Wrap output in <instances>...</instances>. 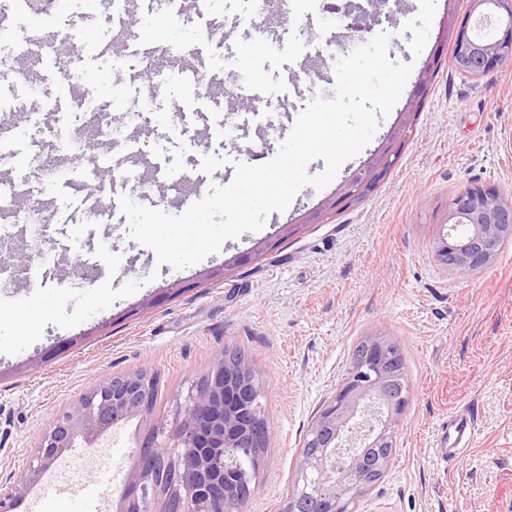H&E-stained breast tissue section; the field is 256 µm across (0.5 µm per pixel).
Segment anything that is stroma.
Masks as SVG:
<instances>
[{"instance_id":"stroma-1","label":"stroma","mask_w":512,"mask_h":512,"mask_svg":"<svg viewBox=\"0 0 512 512\" xmlns=\"http://www.w3.org/2000/svg\"><path fill=\"white\" fill-rule=\"evenodd\" d=\"M91 0H71L57 20L65 46L71 86L54 67L33 70L23 52L17 65L33 79L0 84V95L25 104L27 117L11 132L17 149L43 145L67 153L95 136L104 155L122 153L124 141L111 139L104 117L85 111L77 98L108 97L96 85L105 73L119 82L127 109L144 97L154 112L179 124L175 137L156 136L148 124L126 127V136L149 144L125 163L128 177L155 193L158 210L174 213L206 155L248 163L277 152L287 133L286 109H304L313 93L333 98L336 77L328 50L341 48L343 31L326 16L327 31L305 24L315 0H294L286 26L288 49L268 54L249 38L238 48L249 52L259 80L232 88L221 62L224 39L198 43L193 28L221 25L217 16L193 23L161 22L138 14L131 29L141 39H157L172 50L174 67L161 80H147L141 61L110 39L112 25L99 16L93 29L76 27L74 15ZM469 0H437L427 44L412 56L403 16L384 8L371 33L390 32L388 56L413 69L404 94L381 120L372 141L348 160L324 189L303 187L286 212L274 213L258 232L225 241L221 251L184 270L157 265L155 254L112 222V182L78 169L68 183L42 188L30 168L0 157V179L23 182L42 211L63 216L60 224L0 225V247L13 245L34 256L51 247L53 273L34 286L82 290L111 281L120 287L143 280L134 295L116 301L72 329L47 325L40 340L20 354H0V481L26 471L42 433L56 416L93 383L109 375L148 369L159 377L153 418L171 423L172 406L206 374L225 351L242 348L263 387L270 430L269 448L256 485L242 512H281L291 493L300 451L312 422L339 391L360 342L379 335L396 343L404 357L408 403L400 415L391 464L384 476L356 501V512H512V239L486 266L457 273L435 254V241L448 222L454 197L475 183L512 189V63L481 77L461 74L452 64L448 20H462ZM316 75V89L300 81L288 93L282 76L299 58ZM439 68L426 85L418 78L426 63ZM209 63L207 91L189 80L199 63ZM255 98L256 112L270 128L261 138L242 135L234 145L211 126V113L224 111L236 91ZM402 150L373 191L352 206L333 203L349 178L394 139ZM119 254L116 275L105 264L84 266L98 244ZM468 408L477 418L476 440L450 464L434 453L450 412ZM143 428L132 419L88 442L77 440L65 461L51 467L22 497L15 512H69L79 481L111 473L100 512H120V492ZM52 499H45V490Z\"/></svg>"}]
</instances>
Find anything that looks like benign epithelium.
I'll list each match as a JSON object with an SVG mask.
<instances>
[{
	"label": "benign epithelium",
	"instance_id": "1",
	"mask_svg": "<svg viewBox=\"0 0 512 512\" xmlns=\"http://www.w3.org/2000/svg\"><path fill=\"white\" fill-rule=\"evenodd\" d=\"M503 16L497 35H472L468 21L455 32L458 70L473 63L490 71L512 56V0H470L468 15L480 20ZM449 219L469 224L473 233L457 244L451 233L439 237L436 252L452 270L481 267L496 254L497 243L512 233V192L496 185L469 187L456 196ZM148 369L98 379L42 434L27 470L0 491V512L39 481L77 438L93 440L129 419L139 418L148 431L138 446L121 490V512H153L159 490L166 492L163 512H240L241 488L250 480L255 453L247 462L240 448H259L262 386L247 359L220 358L186 397L176 401L171 425L152 421L153 382ZM406 386L394 345L368 336L354 357L347 382L310 426L301 456L295 492L282 512H296L297 499L313 497L336 505L364 493L384 474L391 458L351 449L393 446Z\"/></svg>",
	"mask_w": 512,
	"mask_h": 512
}]
</instances>
